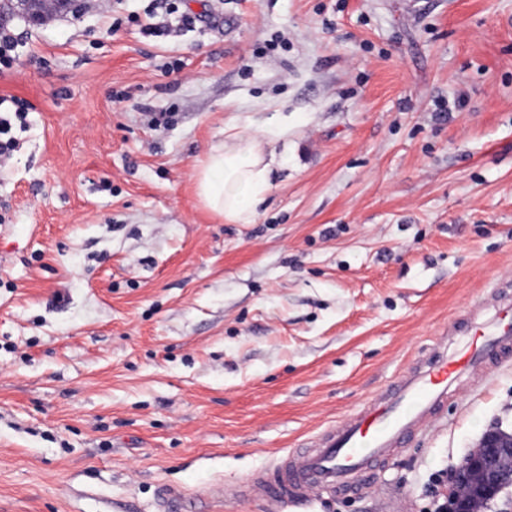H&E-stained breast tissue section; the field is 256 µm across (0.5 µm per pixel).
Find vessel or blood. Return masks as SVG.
Segmentation results:
<instances>
[{
  "instance_id": "vessel-or-blood-1",
  "label": "vessel or blood",
  "mask_w": 512,
  "mask_h": 512,
  "mask_svg": "<svg viewBox=\"0 0 512 512\" xmlns=\"http://www.w3.org/2000/svg\"><path fill=\"white\" fill-rule=\"evenodd\" d=\"M512 356V297L474 320L468 336L419 360L388 392L345 416L308 453L286 455L252 486L272 512L320 499L331 489H355L356 479L385 461L420 430L460 384Z\"/></svg>"
}]
</instances>
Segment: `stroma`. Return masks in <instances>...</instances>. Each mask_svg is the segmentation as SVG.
<instances>
[{
    "instance_id": "35a3bbf8",
    "label": "stroma",
    "mask_w": 512,
    "mask_h": 512,
    "mask_svg": "<svg viewBox=\"0 0 512 512\" xmlns=\"http://www.w3.org/2000/svg\"><path fill=\"white\" fill-rule=\"evenodd\" d=\"M12 20L0 96V512H269L221 498L309 448L512 295V0H85ZM166 113L167 122L154 124ZM278 130L250 224L195 169ZM512 429V362L358 492L286 512H435ZM172 1L169 0H159L156 7H153L152 10H150L147 13L148 19L150 22L144 24L142 26V30L144 33L153 35V36H162V35H169L171 29L167 25V15H170L172 11ZM157 8H164L165 12L162 17H158L157 13L154 11V9ZM157 18H160L156 21ZM155 20V21H154ZM6 98H0V157L9 156L13 151L16 150L18 144L14 138H8L2 140V135L9 133L12 127V121H18L20 126L26 125V119L30 108V105L20 99L12 98L10 102L14 106L12 112H2V104L7 102ZM7 114V115H2Z\"/></svg>"
}]
</instances>
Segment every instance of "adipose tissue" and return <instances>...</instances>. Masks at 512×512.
<instances>
[{"mask_svg":"<svg viewBox=\"0 0 512 512\" xmlns=\"http://www.w3.org/2000/svg\"><path fill=\"white\" fill-rule=\"evenodd\" d=\"M272 156L264 137L228 135L196 168L199 202L228 223H250L270 189Z\"/></svg>","mask_w":512,"mask_h":512,"instance_id":"1","label":"adipose tissue"}]
</instances>
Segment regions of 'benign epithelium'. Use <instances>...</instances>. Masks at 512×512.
Returning <instances> with one entry per match:
<instances>
[{
	"label": "benign epithelium",
	"instance_id": "benign-epithelium-1",
	"mask_svg": "<svg viewBox=\"0 0 512 512\" xmlns=\"http://www.w3.org/2000/svg\"><path fill=\"white\" fill-rule=\"evenodd\" d=\"M15 9L38 24L49 12L69 10V0H15ZM511 485L512 434L492 427L448 473L446 512H480L484 502Z\"/></svg>",
	"mask_w": 512,
	"mask_h": 512
}]
</instances>
